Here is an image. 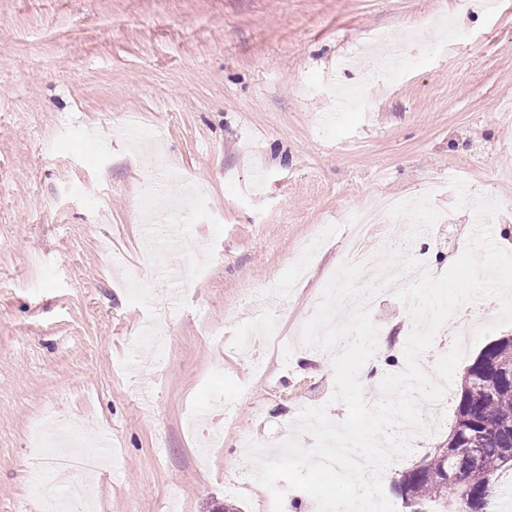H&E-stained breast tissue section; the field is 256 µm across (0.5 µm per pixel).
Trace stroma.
I'll use <instances>...</instances> for the list:
<instances>
[{
  "label": "stroma",
  "mask_w": 512,
  "mask_h": 512,
  "mask_svg": "<svg viewBox=\"0 0 512 512\" xmlns=\"http://www.w3.org/2000/svg\"><path fill=\"white\" fill-rule=\"evenodd\" d=\"M498 2L0 0V512L65 492L28 474L49 413L111 437L96 512H255L264 486H225L241 439L279 447L315 403L347 414L326 353L290 336L342 264L349 211L458 177L500 204L492 235L512 250ZM357 48L402 60L366 89ZM454 201L429 202L448 217L422 242L438 275L464 250ZM257 295L275 328L244 352ZM407 312L384 289L379 375L404 360ZM160 316L162 346L141 347Z\"/></svg>",
  "instance_id": "35a3bbf8"
}]
</instances>
